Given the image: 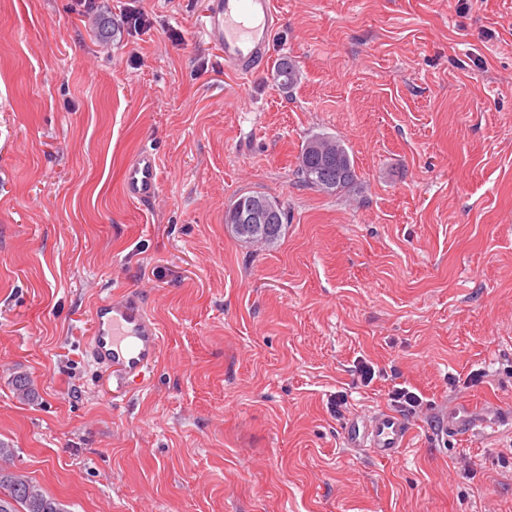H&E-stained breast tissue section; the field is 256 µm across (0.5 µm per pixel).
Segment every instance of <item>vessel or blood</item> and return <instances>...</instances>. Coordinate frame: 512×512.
<instances>
[{"label": "vessel or blood", "mask_w": 512, "mask_h": 512, "mask_svg": "<svg viewBox=\"0 0 512 512\" xmlns=\"http://www.w3.org/2000/svg\"><path fill=\"white\" fill-rule=\"evenodd\" d=\"M280 22L278 0H207L199 30L210 45L222 52L225 72L245 85L269 66ZM160 176L158 154L141 148L126 162L122 191L135 202L153 200L159 191ZM162 342V327L140 296L112 293L92 305L88 354L94 365L111 369L116 391L144 380L158 362ZM480 416V411L467 406L456 409L448 415V430L456 434L469 432ZM411 434L405 416L380 408L367 418L349 419L342 441L346 447L392 460L407 448Z\"/></svg>", "instance_id": "b4317fda"}]
</instances>
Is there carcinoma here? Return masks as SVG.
I'll return each mask as SVG.
<instances>
[{"instance_id":"obj_1","label":"carcinoma","mask_w":512,"mask_h":512,"mask_svg":"<svg viewBox=\"0 0 512 512\" xmlns=\"http://www.w3.org/2000/svg\"><path fill=\"white\" fill-rule=\"evenodd\" d=\"M278 77L281 85L291 86L298 78V70L292 61L282 60L278 65ZM324 141L330 146L334 156L332 182L320 183L316 178L320 158L307 151L308 144ZM297 173L301 181L309 188L326 194H335L354 185L358 179V169L349 154L343 140L327 134H316L307 139L298 156ZM278 213V223L257 224L248 227L247 237L265 244L276 242L286 224V213L279 203H274ZM15 392L22 401L34 399L36 392L31 380L19 376L15 381ZM0 512H66L62 504L47 495L42 487L15 464V451L0 444Z\"/></svg>"}]
</instances>
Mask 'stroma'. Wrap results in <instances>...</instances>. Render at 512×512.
I'll return each instance as SVG.
<instances>
[{"instance_id": "1", "label": "stroma", "mask_w": 512, "mask_h": 512, "mask_svg": "<svg viewBox=\"0 0 512 512\" xmlns=\"http://www.w3.org/2000/svg\"><path fill=\"white\" fill-rule=\"evenodd\" d=\"M204 8L0 0V442L67 512H512V427L444 415L512 412V0H283L245 95ZM320 133L358 169L333 195L296 175ZM143 146L146 205L121 189ZM252 192L288 213L275 244L225 224ZM115 290L165 331L118 398L84 351ZM397 385L423 400L410 447L344 448ZM158 154L147 147L134 152L127 160L122 179L123 193L134 202L153 200L160 187ZM486 412L474 410L469 406L458 408L448 415V432L450 433H468L472 428L473 420L486 416Z\"/></svg>"}]
</instances>
